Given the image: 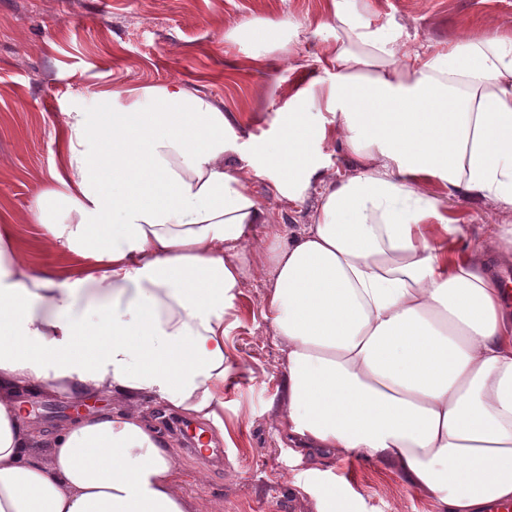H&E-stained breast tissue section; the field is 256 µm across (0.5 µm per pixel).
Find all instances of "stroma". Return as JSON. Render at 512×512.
<instances>
[{"label": "stroma", "mask_w": 512, "mask_h": 512, "mask_svg": "<svg viewBox=\"0 0 512 512\" xmlns=\"http://www.w3.org/2000/svg\"><path fill=\"white\" fill-rule=\"evenodd\" d=\"M374 9L426 50L464 33L512 31V0H374ZM257 18L300 25L259 63L234 37ZM332 35L323 0H0V231L38 270L78 268L77 256L48 245L24 215L58 161L64 111H96L97 88L178 81L238 114L246 133L268 138L296 87L314 86L310 59ZM250 182L270 223L294 232L312 223L317 193L289 202L277 199L265 178ZM447 208L467 225L473 245L489 244L496 225L512 224V213L489 200L456 196ZM266 283L252 271L235 303L227 338L235 364L224 381L228 436L214 440L222 465L185 452V417L160 418L173 437L181 491L199 512H318L317 495L332 482L341 512H435L429 497L384 466L357 455L301 463L280 445L273 405L281 355L260 314ZM111 406L105 398L84 404L51 394L23 404L50 429L72 420L76 409L91 415Z\"/></svg>", "instance_id": "obj_1"}]
</instances>
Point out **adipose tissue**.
<instances>
[{"instance_id":"adipose-tissue-1","label":"adipose tissue","mask_w":512,"mask_h":512,"mask_svg":"<svg viewBox=\"0 0 512 512\" xmlns=\"http://www.w3.org/2000/svg\"><path fill=\"white\" fill-rule=\"evenodd\" d=\"M324 7L317 99L296 89L251 150L238 117L179 82L65 112L26 219L83 267L37 273L0 235V512H197L143 403L223 431L251 264L271 279L278 425L299 460L363 454L437 512L512 502V304L489 264L512 258V224L471 248L446 205L512 211V36L422 52L370 0ZM311 100L335 125L310 120ZM330 143L357 174H326ZM252 174L290 201L318 188L312 224L269 223ZM23 390L120 406L49 434Z\"/></svg>"}]
</instances>
